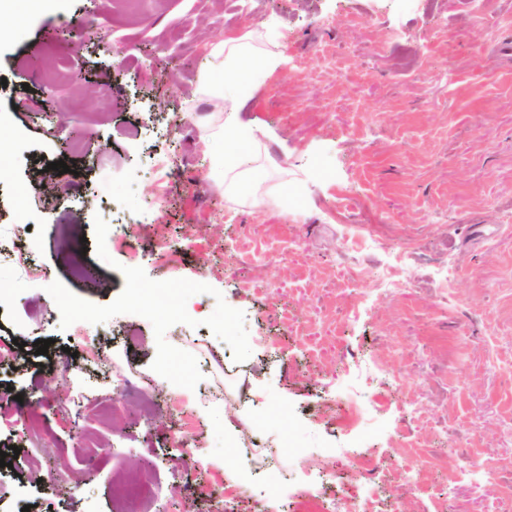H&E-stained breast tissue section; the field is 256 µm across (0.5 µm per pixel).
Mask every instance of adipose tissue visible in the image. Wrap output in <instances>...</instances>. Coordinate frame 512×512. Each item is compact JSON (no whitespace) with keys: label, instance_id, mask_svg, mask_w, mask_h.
I'll list each match as a JSON object with an SVG mask.
<instances>
[{"label":"adipose tissue","instance_id":"ef3b65f1","mask_svg":"<svg viewBox=\"0 0 512 512\" xmlns=\"http://www.w3.org/2000/svg\"><path fill=\"white\" fill-rule=\"evenodd\" d=\"M210 53L226 74L222 91L226 98L245 95L278 66L276 57L258 52L240 38L219 41L211 46ZM214 137L222 141L223 148L214 154L213 167L228 174L238 167L245 151L255 142L257 130L232 121L215 132Z\"/></svg>","mask_w":512,"mask_h":512}]
</instances>
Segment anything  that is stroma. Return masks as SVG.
<instances>
[{
	"label": "stroma",
	"instance_id": "1",
	"mask_svg": "<svg viewBox=\"0 0 512 512\" xmlns=\"http://www.w3.org/2000/svg\"><path fill=\"white\" fill-rule=\"evenodd\" d=\"M244 34L281 64L241 105L203 96L211 45ZM231 115L258 141L227 190L209 136ZM0 119L24 145L0 161V512H122L131 467L152 512H299L355 455L382 462L375 512H512V0H53L0 42ZM133 218L134 264L109 229Z\"/></svg>",
	"mask_w": 512,
	"mask_h": 512
}]
</instances>
